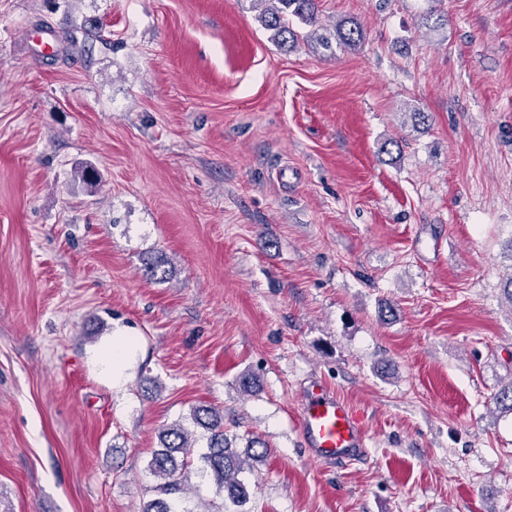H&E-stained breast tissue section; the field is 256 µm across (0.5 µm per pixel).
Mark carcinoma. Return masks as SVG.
I'll use <instances>...</instances> for the list:
<instances>
[{
	"label": "carcinoma",
	"mask_w": 512,
	"mask_h": 512,
	"mask_svg": "<svg viewBox=\"0 0 512 512\" xmlns=\"http://www.w3.org/2000/svg\"><path fill=\"white\" fill-rule=\"evenodd\" d=\"M292 18L303 24L317 23V0H264L261 22L272 32V38L282 45L297 38L290 26ZM335 39L354 49L364 40V31L352 20L342 21L336 24ZM193 421L208 432L207 450L200 456L204 463L203 471L227 492L234 505L246 504L250 488L240 475L253 471V462L267 458V445L260 437L254 436L248 439L245 453L237 452L224 432V418L210 407L195 408ZM159 438L161 448L155 451L150 461L153 474L161 480L156 487L158 497L149 501L141 512H172L168 497L183 493L187 483L185 468L194 443L191 432L182 424L174 423L163 428Z\"/></svg>",
	"instance_id": "cac0c4a2"
}]
</instances>
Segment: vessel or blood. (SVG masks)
I'll use <instances>...</instances> for the list:
<instances>
[{
	"mask_svg": "<svg viewBox=\"0 0 512 512\" xmlns=\"http://www.w3.org/2000/svg\"><path fill=\"white\" fill-rule=\"evenodd\" d=\"M299 425L311 453L323 461L351 458L364 446L362 426L349 405L317 381L303 391Z\"/></svg>",
	"mask_w": 512,
	"mask_h": 512,
	"instance_id": "b4317fda",
	"label": "vessel or blood"
}]
</instances>
